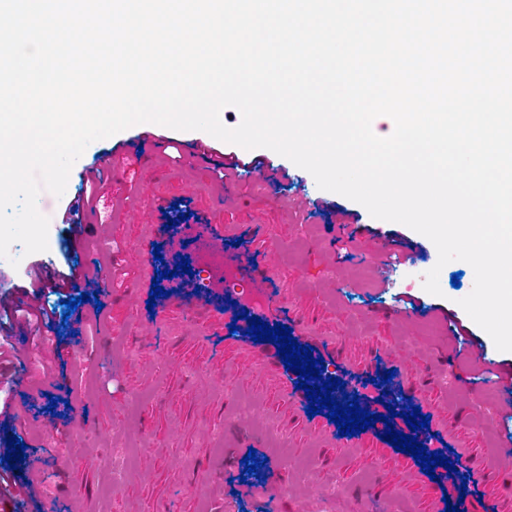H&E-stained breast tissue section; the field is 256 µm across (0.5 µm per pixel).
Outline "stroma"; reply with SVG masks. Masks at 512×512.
Returning <instances> with one entry per match:
<instances>
[{"label": "stroma", "mask_w": 512, "mask_h": 512, "mask_svg": "<svg viewBox=\"0 0 512 512\" xmlns=\"http://www.w3.org/2000/svg\"><path fill=\"white\" fill-rule=\"evenodd\" d=\"M231 155L241 168L218 178L213 160ZM91 167L108 186L76 229L62 216ZM38 209L49 219L47 251L0 271L15 288L29 287L36 267L74 272L92 279L88 291L103 309L97 315L83 303L81 335L64 329L59 341L19 346L28 374L12 386V410L28 421L23 442L38 449L19 477L39 474L45 490L18 511L0 500V512H52L53 494L69 512H430L429 490L403 460L371 446L355 453L313 447L312 431L294 422L276 373L252 352L225 348L223 321L200 335L180 306L194 299L193 290L161 280L169 304L149 313L143 278L155 276L159 261L180 264L192 249L189 231L164 225L183 212L193 225H266L261 251L280 300L314 330L336 337L352 361L389 349L436 411L497 461L496 439L512 422L497 413L495 375L500 364H512V352L497 350L459 304L473 289L472 267L451 261L439 276L441 295L426 292L424 275L438 258L430 239L318 188L289 159L203 131L142 123L88 145L64 194L41 192ZM149 237L162 260L145 249ZM379 239L395 241L398 251L381 258ZM384 265L388 285L380 278ZM399 297L411 302L410 314L394 311ZM453 320L487 354L481 415L466 391L478 367L452 338ZM54 397L68 401L66 414L51 410ZM270 422L287 438V456L274 451ZM118 443L133 450L120 482L105 462ZM82 448L97 459H78ZM251 448L265 462L254 475L242 463ZM254 483L265 486L263 498L246 496ZM328 484L334 497H321Z\"/></svg>", "instance_id": "obj_1"}]
</instances>
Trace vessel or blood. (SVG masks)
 Wrapping results in <instances>:
<instances>
[{
	"label": "vessel or blood",
	"mask_w": 512,
	"mask_h": 512,
	"mask_svg": "<svg viewBox=\"0 0 512 512\" xmlns=\"http://www.w3.org/2000/svg\"><path fill=\"white\" fill-rule=\"evenodd\" d=\"M264 232L265 227L261 224L239 227L227 224L207 225L209 250L198 253L199 261H206L209 251L221 248L225 237L236 235L242 239L237 251L225 253L223 262L212 267L210 287L224 289L232 281L243 283L246 298L262 300L260 318L263 322L289 326L298 344L311 347L314 357L324 358L325 362L334 364L336 372L340 373L342 381L346 383L344 390L334 391V398H342L346 393L357 396L362 409L378 416L385 413L390 406L397 412L391 422L378 420L364 432L350 437L339 436L336 425L329 422L324 414L307 416V395L304 390L298 389L299 377L291 371L285 374L284 382L298 419L310 423L319 443L350 451L371 444L381 448L384 454L392 456L397 452L383 438L387 427H394L398 432H407L405 414L412 412L413 408H420L422 414L429 416L430 422L427 427L417 429L415 436L418 442L425 445L430 452L448 450L451 460L450 466L435 467V478L429 483L433 512H445L446 503L450 500L458 503L461 512H499L497 499L488 496L486 492L487 487L497 479L496 470L490 467L482 455L468 447L456 433L449 431L447 423L433 418L431 405L407 387L403 372L397 369L398 361L389 350H376L371 363L361 367L343 359L335 337L313 335L300 328L295 312L278 301L274 275L263 265L260 254L253 247L254 242ZM388 370L394 373L392 381L389 382L383 379L385 371Z\"/></svg>",
	"instance_id": "1"
}]
</instances>
